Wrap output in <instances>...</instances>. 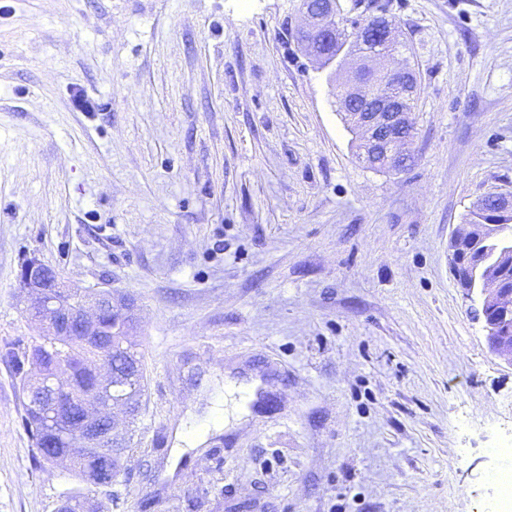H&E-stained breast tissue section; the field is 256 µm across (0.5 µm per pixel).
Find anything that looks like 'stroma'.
<instances>
[{"label":"stroma","instance_id":"1","mask_svg":"<svg viewBox=\"0 0 512 512\" xmlns=\"http://www.w3.org/2000/svg\"><path fill=\"white\" fill-rule=\"evenodd\" d=\"M296 0H0V344L46 334L31 256L134 301L147 376L110 512H486L512 435L448 239L512 191V0L385 6L421 86L415 159L365 167ZM271 396L214 419L227 382ZM0 360V512H56Z\"/></svg>","mask_w":512,"mask_h":512}]
</instances>
